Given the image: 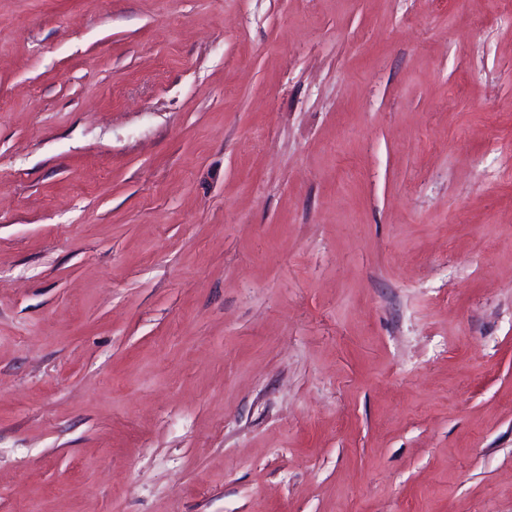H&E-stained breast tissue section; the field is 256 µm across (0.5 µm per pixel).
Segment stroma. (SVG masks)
I'll return each instance as SVG.
<instances>
[{"label": "stroma", "mask_w": 512, "mask_h": 512, "mask_svg": "<svg viewBox=\"0 0 512 512\" xmlns=\"http://www.w3.org/2000/svg\"><path fill=\"white\" fill-rule=\"evenodd\" d=\"M0 512H512V0H0Z\"/></svg>", "instance_id": "1"}]
</instances>
